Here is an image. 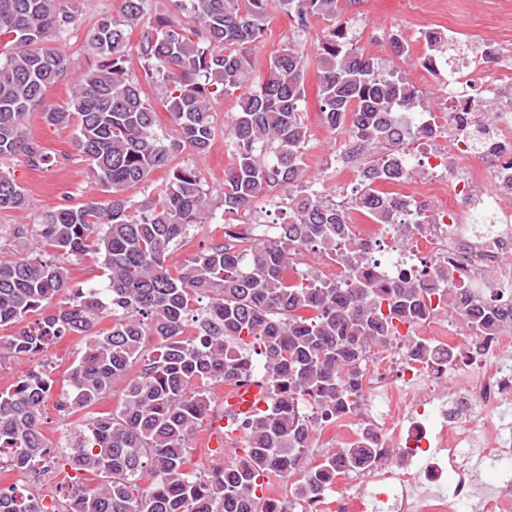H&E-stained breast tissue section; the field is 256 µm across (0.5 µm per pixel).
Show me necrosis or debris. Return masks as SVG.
I'll list each match as a JSON object with an SVG mask.
<instances>
[{"label": "necrosis or debris", "instance_id": "necrosis-or-debris-1", "mask_svg": "<svg viewBox=\"0 0 512 512\" xmlns=\"http://www.w3.org/2000/svg\"><path fill=\"white\" fill-rule=\"evenodd\" d=\"M484 83L501 119L485 133L482 149L458 158L457 165L471 187L489 179L501 193L512 194V72L486 70ZM407 231L414 244L411 271H418L426 251L432 261L453 264L459 278L483 272L493 287L512 286V266L501 261L512 251L511 224L481 234L467 224L451 225L439 213L433 223L411 224ZM465 364L460 390L449 388L447 364L424 367L400 351L367 369L352 412L335 418L343 434L370 439L382 455L378 466L354 469L353 498H364L385 481L394 490L393 512H457L463 503L473 512H512L511 481L485 497L477 487L485 460L512 459V423L503 417L512 408V337L483 340ZM380 394L389 400V411L376 410ZM448 473L454 482L447 489L442 479Z\"/></svg>", "mask_w": 512, "mask_h": 512}]
</instances>
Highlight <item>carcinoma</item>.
<instances>
[{
    "instance_id": "cac0c4a2",
    "label": "carcinoma",
    "mask_w": 512,
    "mask_h": 512,
    "mask_svg": "<svg viewBox=\"0 0 512 512\" xmlns=\"http://www.w3.org/2000/svg\"><path fill=\"white\" fill-rule=\"evenodd\" d=\"M148 2L122 0L119 18L98 19L87 45L98 65L77 69L51 46L74 26L77 4L0 0V162L23 154L31 167L51 166L28 134L27 117L41 108L49 124L74 129L92 177L111 193L105 204L48 210L38 224L9 229L15 257L0 260V326L21 328L0 338V364L75 338L80 351L57 403L64 416L97 407L122 383L117 408L94 412L74 446L58 448L70 470L93 476L96 487L76 485L56 510L37 494L0 491V512H293L319 487L331 489L336 475L375 463L378 449L347 445L295 468L308 458L318 419L353 407L373 350L409 338L441 309L456 315L474 346L512 329V303L502 313L504 303L478 296L449 268L436 270L439 288L425 287L414 272L394 274L387 286L361 272L374 253L354 238L349 211L385 227L407 223V214L415 224L428 218L379 190L414 176L408 126L398 113L425 103L396 63L359 51L340 0H174V12L185 19L158 18L139 45L145 76L156 79L178 132L167 143L126 67L127 31L139 25ZM275 11L296 19L302 32L311 16L328 22L314 53L324 123L369 151L347 201L328 198L306 175L304 52L293 43L256 68L255 43ZM425 39V68L476 52L454 36L433 32ZM68 73L69 99L43 105L47 89ZM237 90V112L225 127L234 159L224 170V212L249 210L277 188L288 220L259 236L227 224L224 243L173 269L166 263L172 246L211 213L199 172L170 169L165 190L151 200L134 203L124 192L169 166L175 152H206L215 134L213 101ZM479 102L488 113L479 129L486 131L500 113ZM27 208L25 189L0 170V212ZM309 247L341 264L345 279H287L285 271ZM89 254L100 260L102 280L72 285L67 263ZM31 314L37 319L30 322ZM105 317L112 323L102 328ZM148 340L155 342L150 352ZM409 358L453 362L448 351L421 343L410 347ZM257 375L266 408L233 415L227 424V432H242L243 455L194 470L189 441L208 417L212 386ZM53 383L49 372L33 368L0 390V451L8 450L0 464L24 474L51 454L42 407ZM272 475L294 479L293 500L275 511L258 494Z\"/></svg>"
}]
</instances>
